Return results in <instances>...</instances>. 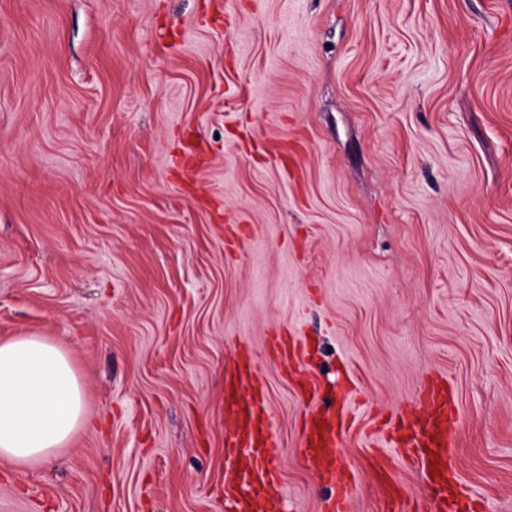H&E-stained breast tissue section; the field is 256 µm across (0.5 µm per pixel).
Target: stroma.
<instances>
[{"label": "stroma", "instance_id": "obj_1", "mask_svg": "<svg viewBox=\"0 0 512 512\" xmlns=\"http://www.w3.org/2000/svg\"><path fill=\"white\" fill-rule=\"evenodd\" d=\"M285 330L358 421L448 377L451 462L512 512V0H0V339L66 348L90 418L0 512H229L242 346L283 512H322ZM378 450L404 501L352 441L350 512H410ZM292 350L293 346L289 345L287 337L278 336L274 339L272 344V351L275 357L278 359L281 370L284 371L287 375L288 373H304L305 370L303 368L298 365H293L291 362Z\"/></svg>", "mask_w": 512, "mask_h": 512}]
</instances>
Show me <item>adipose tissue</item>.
Returning <instances> with one entry per match:
<instances>
[{"label": "adipose tissue", "mask_w": 512, "mask_h": 512, "mask_svg": "<svg viewBox=\"0 0 512 512\" xmlns=\"http://www.w3.org/2000/svg\"><path fill=\"white\" fill-rule=\"evenodd\" d=\"M86 421L67 350L33 334L0 341L1 465L23 478L68 448Z\"/></svg>", "instance_id": "ef3b65f1"}]
</instances>
